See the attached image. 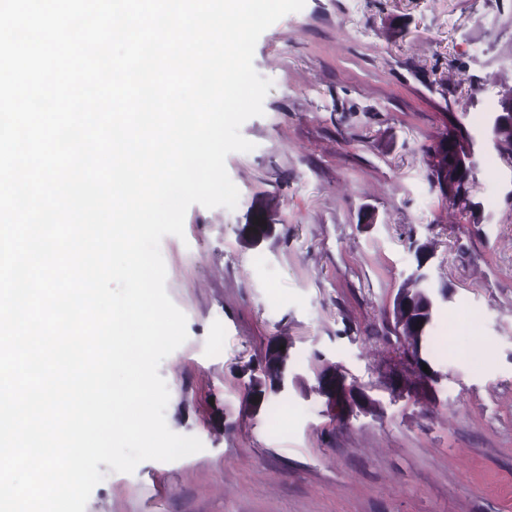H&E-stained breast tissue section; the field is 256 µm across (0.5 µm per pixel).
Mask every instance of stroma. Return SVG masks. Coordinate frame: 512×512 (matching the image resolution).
<instances>
[{
  "instance_id": "35a3bbf8",
  "label": "stroma",
  "mask_w": 512,
  "mask_h": 512,
  "mask_svg": "<svg viewBox=\"0 0 512 512\" xmlns=\"http://www.w3.org/2000/svg\"><path fill=\"white\" fill-rule=\"evenodd\" d=\"M253 66L272 86L241 127L253 150L226 158L237 206L192 205L184 237L160 244L187 330L159 367L165 419L204 448L101 465L85 512H512V158L480 121L512 85V0H306ZM456 119L480 163L470 209L429 181ZM246 224L275 230L251 246ZM426 240L451 289L432 402L417 385L393 396L390 372L389 308ZM274 336L295 382L250 416L244 387ZM329 364L378 416L333 415L313 390Z\"/></svg>"
}]
</instances>
